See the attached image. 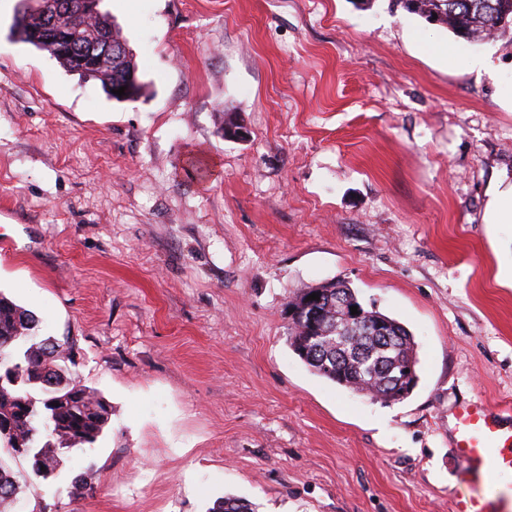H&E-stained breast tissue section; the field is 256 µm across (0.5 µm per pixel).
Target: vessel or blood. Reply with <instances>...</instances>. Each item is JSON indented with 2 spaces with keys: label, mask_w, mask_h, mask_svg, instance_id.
I'll return each mask as SVG.
<instances>
[{
  "label": "vessel or blood",
  "mask_w": 512,
  "mask_h": 512,
  "mask_svg": "<svg viewBox=\"0 0 512 512\" xmlns=\"http://www.w3.org/2000/svg\"><path fill=\"white\" fill-rule=\"evenodd\" d=\"M453 431L466 484L456 512H512V426L473 401L458 407Z\"/></svg>",
  "instance_id": "1"
}]
</instances>
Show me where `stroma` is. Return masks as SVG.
<instances>
[{
    "label": "stroma",
    "mask_w": 512,
    "mask_h": 512,
    "mask_svg": "<svg viewBox=\"0 0 512 512\" xmlns=\"http://www.w3.org/2000/svg\"><path fill=\"white\" fill-rule=\"evenodd\" d=\"M18 8L0 0V292L112 416L54 477L11 461L16 512H455V407L512 413V224L482 221L512 179V41L395 0H101L145 85L119 103L12 40ZM332 279L411 331L407 398L291 350L289 301Z\"/></svg>",
    "instance_id": "stroma-1"
}]
</instances>
